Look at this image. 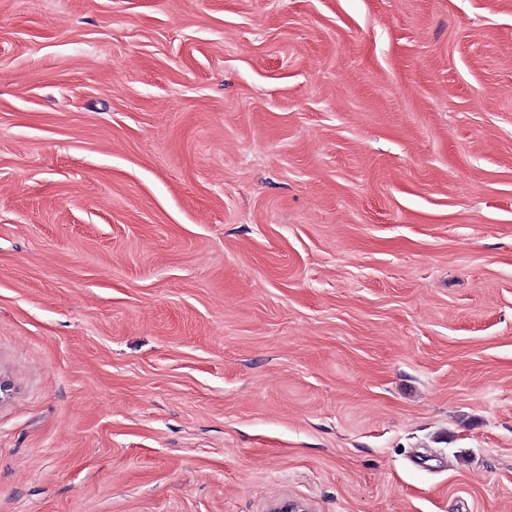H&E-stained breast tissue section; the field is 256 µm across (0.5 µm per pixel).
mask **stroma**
Returning <instances> with one entry per match:
<instances>
[{
	"mask_svg": "<svg viewBox=\"0 0 512 512\" xmlns=\"http://www.w3.org/2000/svg\"><path fill=\"white\" fill-rule=\"evenodd\" d=\"M512 512V0H0V512Z\"/></svg>",
	"mask_w": 512,
	"mask_h": 512,
	"instance_id": "stroma-1",
	"label": "stroma"
}]
</instances>
